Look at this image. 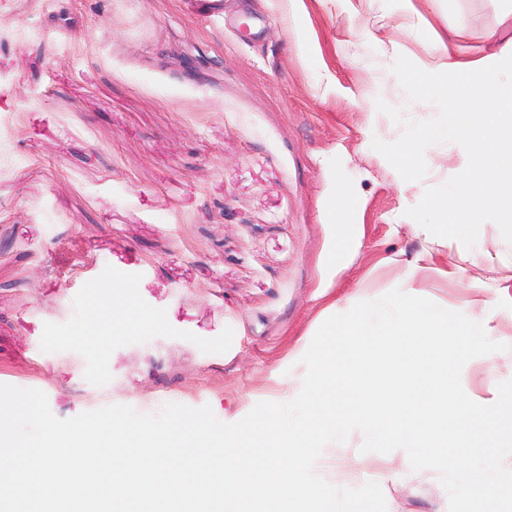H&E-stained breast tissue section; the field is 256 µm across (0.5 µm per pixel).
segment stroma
<instances>
[{
  "label": "stroma",
  "mask_w": 512,
  "mask_h": 512,
  "mask_svg": "<svg viewBox=\"0 0 512 512\" xmlns=\"http://www.w3.org/2000/svg\"><path fill=\"white\" fill-rule=\"evenodd\" d=\"M512 0H0V384L42 390L60 418L111 404L210 405L226 423L286 402L299 355L348 299L412 286L487 317L509 349L468 362L466 392L512 378V227L486 216L442 246L429 201L457 181L434 35L512 82ZM417 140L423 158L400 149ZM361 201L352 257L334 189ZM156 325L114 333L109 307ZM323 452L338 487L380 484L388 512H448L406 454Z\"/></svg>",
  "instance_id": "35a3bbf8"
}]
</instances>
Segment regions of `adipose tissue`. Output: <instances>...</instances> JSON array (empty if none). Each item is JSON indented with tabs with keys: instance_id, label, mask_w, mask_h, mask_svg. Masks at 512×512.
<instances>
[{
	"instance_id": "adipose-tissue-1",
	"label": "adipose tissue",
	"mask_w": 512,
	"mask_h": 512,
	"mask_svg": "<svg viewBox=\"0 0 512 512\" xmlns=\"http://www.w3.org/2000/svg\"><path fill=\"white\" fill-rule=\"evenodd\" d=\"M434 53L449 76L457 78L456 91L448 97L450 116L439 136L470 144L459 181L433 198L431 208L443 225L477 229L487 209H494L500 223H512V85L488 77L462 82V75L482 67L479 59L463 58L455 45L434 43ZM468 111L458 120V107Z\"/></svg>"
}]
</instances>
